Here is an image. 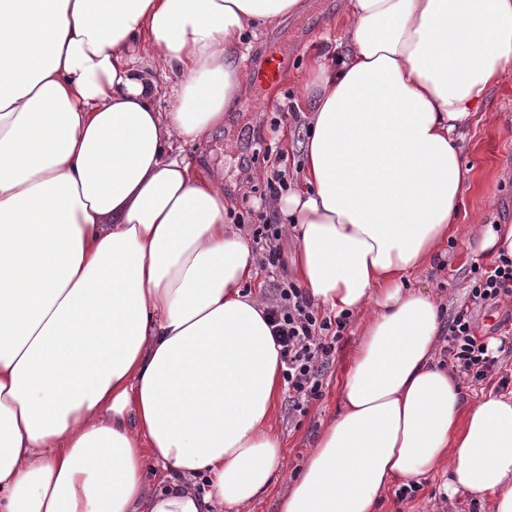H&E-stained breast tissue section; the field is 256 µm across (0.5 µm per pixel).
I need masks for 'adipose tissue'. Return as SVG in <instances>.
I'll list each match as a JSON object with an SVG mask.
<instances>
[{
	"instance_id": "ef3b65f1",
	"label": "adipose tissue",
	"mask_w": 512,
	"mask_h": 512,
	"mask_svg": "<svg viewBox=\"0 0 512 512\" xmlns=\"http://www.w3.org/2000/svg\"><path fill=\"white\" fill-rule=\"evenodd\" d=\"M340 2L278 209L312 301L372 314L279 512H375L442 463L448 495L512 512V394L468 403L434 357L440 306L410 286L457 233L459 140L512 68V0ZM302 8L0 0V512H236L283 473L255 256L223 176L180 150L223 127L244 33ZM471 244L512 260V225L475 222Z\"/></svg>"
}]
</instances>
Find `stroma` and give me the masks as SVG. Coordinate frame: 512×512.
<instances>
[{"label":"stroma","instance_id":"obj_1","mask_svg":"<svg viewBox=\"0 0 512 512\" xmlns=\"http://www.w3.org/2000/svg\"><path fill=\"white\" fill-rule=\"evenodd\" d=\"M337 0H304L303 9L274 26L247 35L245 58L240 63L246 78L243 106L224 115V126L200 147L188 146L184 154L201 167L223 172L224 194L234 214L258 216L268 198L267 178L276 155L294 162L301 158L306 130L302 121L274 126L278 113L295 112L302 105L299 92L310 76L313 58H331L343 30L329 26V16L337 14ZM276 48L281 62L279 82L257 87L250 76L264 66L269 48ZM461 154L474 170V183L466 193L459 216L458 233L449 241L442 265L420 272L416 285L434 291L447 313L464 304L472 265L484 263V256L473 254L466 238L473 219L485 218L490 224H512V68L490 90L477 121L459 142ZM258 171L255 180L246 179ZM366 313L354 314L337 345L335 359L324 369L321 398L295 409L288 394H281L270 427L284 445L285 469L293 471L305 456L323 425L342 409L339 398L349 358L358 342ZM479 335L489 337L491 346L507 341L503 369L512 373V296L499 305L479 311ZM448 476L447 465H439L420 476L423 488L413 501L398 502L393 489L380 497L376 512H492L489 498L477 499L460 493L441 501L440 493Z\"/></svg>","mask_w":512,"mask_h":512}]
</instances>
